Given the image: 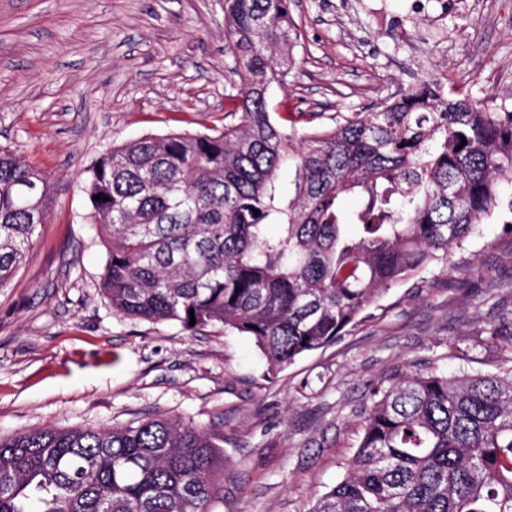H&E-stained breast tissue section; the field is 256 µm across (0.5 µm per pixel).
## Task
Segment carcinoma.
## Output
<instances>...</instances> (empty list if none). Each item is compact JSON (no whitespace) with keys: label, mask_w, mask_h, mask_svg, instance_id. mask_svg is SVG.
Wrapping results in <instances>:
<instances>
[{"label":"carcinoma","mask_w":512,"mask_h":512,"mask_svg":"<svg viewBox=\"0 0 512 512\" xmlns=\"http://www.w3.org/2000/svg\"><path fill=\"white\" fill-rule=\"evenodd\" d=\"M289 14L290 0H224L238 121L142 136L85 170L112 309L190 331L220 324L250 337L271 372L335 343L392 286L447 265L512 188V105L438 82L323 130L273 119ZM53 204L49 176L0 147V287ZM376 396L346 476L312 512H512V358L494 374L406 376ZM222 440L159 416L0 438V512H209Z\"/></svg>","instance_id":"carcinoma-1"}]
</instances>
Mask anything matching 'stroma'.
<instances>
[{
	"label": "stroma",
	"mask_w": 512,
	"mask_h": 512,
	"mask_svg": "<svg viewBox=\"0 0 512 512\" xmlns=\"http://www.w3.org/2000/svg\"><path fill=\"white\" fill-rule=\"evenodd\" d=\"M290 15L274 119L328 126L426 80L512 101V0H291ZM233 65L223 0H0V146L55 187L0 287V437L151 416L215 426L224 474L210 512H311L344 477L375 386L493 373L512 355V209L274 375L248 337L222 326L118 314L98 286L107 250L84 170L147 134L222 127Z\"/></svg>",
	"instance_id": "obj_1"
}]
</instances>
